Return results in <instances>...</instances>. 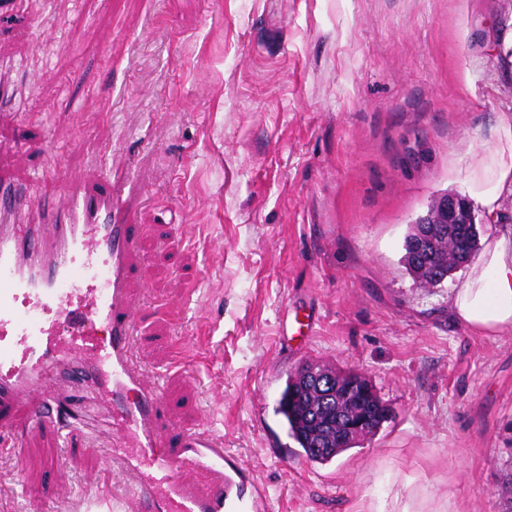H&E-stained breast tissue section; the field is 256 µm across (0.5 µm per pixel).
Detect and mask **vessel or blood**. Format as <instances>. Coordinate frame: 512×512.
I'll return each instance as SVG.
<instances>
[{"label":"vessel or blood","mask_w":512,"mask_h":512,"mask_svg":"<svg viewBox=\"0 0 512 512\" xmlns=\"http://www.w3.org/2000/svg\"><path fill=\"white\" fill-rule=\"evenodd\" d=\"M133 176L95 169L67 182L65 199L42 207L32 193L0 191V445L20 428L77 450L85 388L117 404L112 462L137 497L138 512H262L266 488L251 481L211 434L164 447L163 405L131 362L130 276L140 260ZM96 324L108 339L86 348Z\"/></svg>","instance_id":"1"}]
</instances>
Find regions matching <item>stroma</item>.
Listing matches in <instances>:
<instances>
[{
	"mask_svg": "<svg viewBox=\"0 0 512 512\" xmlns=\"http://www.w3.org/2000/svg\"><path fill=\"white\" fill-rule=\"evenodd\" d=\"M13 2L0 182L43 174L56 201L99 163L145 179L134 353L172 424L223 437L271 512H503L512 332L453 319L463 270L421 288L403 263L411 222L501 143L512 77L479 38L503 0ZM307 361L365 374L391 411L326 465L275 412ZM110 444L0 450V512L41 487V512H135Z\"/></svg>",
	"mask_w": 512,
	"mask_h": 512,
	"instance_id": "35a3bbf8",
	"label": "stroma"
}]
</instances>
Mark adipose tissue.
I'll list each match as a JSON object with an SVG mask.
<instances>
[{"label": "adipose tissue", "instance_id": "1", "mask_svg": "<svg viewBox=\"0 0 512 512\" xmlns=\"http://www.w3.org/2000/svg\"><path fill=\"white\" fill-rule=\"evenodd\" d=\"M504 147L490 151L468 180L483 202L486 216L504 209L495 190L512 179V115L502 117ZM453 318L473 333L495 336L512 331V225H496L483 240L465 278L448 298Z\"/></svg>", "mask_w": 512, "mask_h": 512}]
</instances>
